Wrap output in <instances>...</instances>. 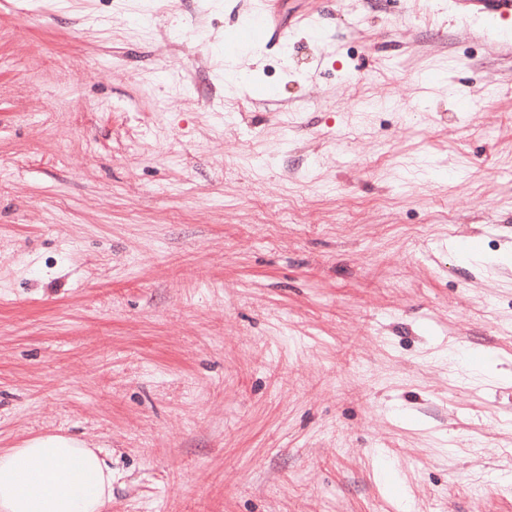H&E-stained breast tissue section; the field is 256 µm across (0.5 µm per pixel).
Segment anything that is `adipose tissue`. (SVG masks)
<instances>
[{
	"label": "adipose tissue",
	"mask_w": 512,
	"mask_h": 512,
	"mask_svg": "<svg viewBox=\"0 0 512 512\" xmlns=\"http://www.w3.org/2000/svg\"><path fill=\"white\" fill-rule=\"evenodd\" d=\"M112 470L72 438H34L0 452V512H109Z\"/></svg>",
	"instance_id": "1"
}]
</instances>
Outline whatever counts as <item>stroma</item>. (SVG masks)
<instances>
[{
  "mask_svg": "<svg viewBox=\"0 0 512 512\" xmlns=\"http://www.w3.org/2000/svg\"><path fill=\"white\" fill-rule=\"evenodd\" d=\"M276 3L0 0V450L101 449L110 512H512V15ZM260 2H262V5L257 8L253 15L255 26L260 29L267 38L269 37L270 40H279L284 30L274 26L273 24L270 11L271 0H264Z\"/></svg>",
  "mask_w": 512,
  "mask_h": 512,
  "instance_id": "stroma-1",
  "label": "stroma"
}]
</instances>
